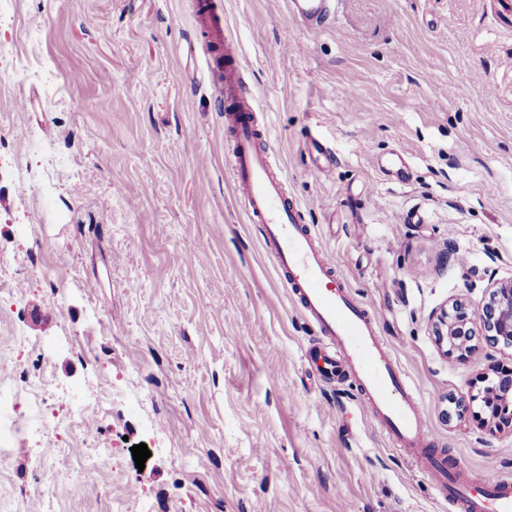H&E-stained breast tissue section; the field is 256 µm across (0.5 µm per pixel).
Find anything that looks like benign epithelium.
Listing matches in <instances>:
<instances>
[{"mask_svg": "<svg viewBox=\"0 0 512 512\" xmlns=\"http://www.w3.org/2000/svg\"><path fill=\"white\" fill-rule=\"evenodd\" d=\"M432 328L440 344L455 349H473L471 341L477 336L512 347V283L491 287L488 298L473 311L459 302L437 313ZM483 402L492 418L512 425V379L489 386Z\"/></svg>", "mask_w": 512, "mask_h": 512, "instance_id": "1", "label": "benign epithelium"}]
</instances>
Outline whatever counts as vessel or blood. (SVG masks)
Listing matches in <instances>:
<instances>
[{
	"mask_svg": "<svg viewBox=\"0 0 512 512\" xmlns=\"http://www.w3.org/2000/svg\"><path fill=\"white\" fill-rule=\"evenodd\" d=\"M291 17L309 28H320L333 13L332 0H288ZM198 23L214 44L224 41V23L204 9ZM232 61L206 65L211 88L224 99V124L233 142L231 166L240 200L253 223L262 225L265 242L296 304L315 324L318 347L312 365L324 378L348 371L356 381L362 403L424 470L457 512H512V478L488 481L484 491L461 483L447 457L432 448L428 426L415 390L382 336L375 316L335 277V263L310 225L301 223L289 201L285 178L275 163L268 137L256 121L257 107L246 91L242 72ZM310 153L332 175L336 155L317 137Z\"/></svg>",
	"mask_w": 512,
	"mask_h": 512,
	"instance_id": "1",
	"label": "vessel or blood"
}]
</instances>
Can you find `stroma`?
Listing matches in <instances>:
<instances>
[{"mask_svg":"<svg viewBox=\"0 0 512 512\" xmlns=\"http://www.w3.org/2000/svg\"><path fill=\"white\" fill-rule=\"evenodd\" d=\"M197 2L0 0V388L20 411L101 399L83 416L114 454L86 480L80 432L42 463L14 439L0 512H451L352 378L310 365L316 329L236 197L211 47L183 50ZM215 2L288 195L432 439L470 478L512 474L483 405L512 347L462 357L431 331L512 281V0H334L314 31L287 0ZM310 154L315 157L317 161H322L320 169L325 176L333 174L336 165V154L326 143L319 138L311 135L309 139Z\"/></svg>","mask_w":512,"mask_h":512,"instance_id":"1","label":"stroma"}]
</instances>
